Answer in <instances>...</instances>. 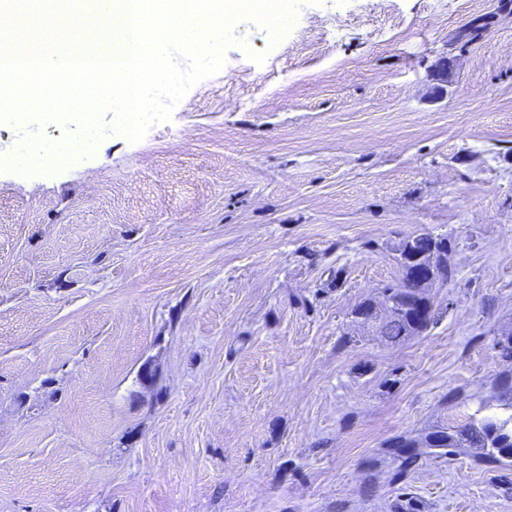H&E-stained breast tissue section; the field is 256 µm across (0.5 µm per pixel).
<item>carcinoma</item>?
I'll return each instance as SVG.
<instances>
[{
  "label": "carcinoma",
  "instance_id": "1",
  "mask_svg": "<svg viewBox=\"0 0 512 512\" xmlns=\"http://www.w3.org/2000/svg\"><path fill=\"white\" fill-rule=\"evenodd\" d=\"M486 25H476L460 36L453 46L462 49L484 36ZM393 301V315L382 325L380 336L386 343L396 345L409 335V315L414 302V293L407 291L401 295L388 296ZM434 437L430 447L442 449L448 455H454L463 449L475 451L477 461L485 464H504L512 462V415L505 419L488 417L479 422H471L447 433L440 428L429 432ZM412 439L397 435L392 438L389 451L399 462L392 481L397 483L406 479L415 469L418 453L411 449Z\"/></svg>",
  "mask_w": 512,
  "mask_h": 512
}]
</instances>
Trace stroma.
Here are the masks:
<instances>
[{"instance_id":"stroma-1","label":"stroma","mask_w":512,"mask_h":512,"mask_svg":"<svg viewBox=\"0 0 512 512\" xmlns=\"http://www.w3.org/2000/svg\"><path fill=\"white\" fill-rule=\"evenodd\" d=\"M232 34L139 140L0 119V512H512V463L426 448L400 486L388 451L505 412L512 5L299 0L279 41ZM422 231L453 275L390 346L352 311Z\"/></svg>"}]
</instances>
